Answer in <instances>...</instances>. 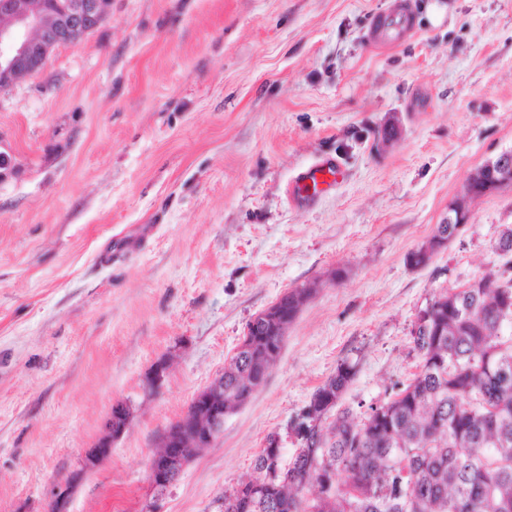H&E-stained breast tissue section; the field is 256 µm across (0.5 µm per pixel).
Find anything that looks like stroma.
I'll use <instances>...</instances> for the list:
<instances>
[{
	"instance_id": "stroma-1",
	"label": "stroma",
	"mask_w": 512,
	"mask_h": 512,
	"mask_svg": "<svg viewBox=\"0 0 512 512\" xmlns=\"http://www.w3.org/2000/svg\"><path fill=\"white\" fill-rule=\"evenodd\" d=\"M397 3L111 0L83 42L0 89V512H47L118 401L131 425L67 512H146L162 432L252 317L315 285L266 381L159 503L221 512L270 434L291 460L289 423L338 364L356 371L344 405L384 401L418 370L431 299L512 276L496 249L512 186L471 200L427 267L407 261L512 149V0H407L412 30L369 44ZM329 159L343 181L294 197Z\"/></svg>"
}]
</instances>
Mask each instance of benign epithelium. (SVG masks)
I'll list each match as a JSON object with an SVG mask.
<instances>
[{
  "instance_id": "7a95c632",
  "label": "benign epithelium",
  "mask_w": 512,
  "mask_h": 512,
  "mask_svg": "<svg viewBox=\"0 0 512 512\" xmlns=\"http://www.w3.org/2000/svg\"><path fill=\"white\" fill-rule=\"evenodd\" d=\"M108 0H0V89L41 73L53 52L75 45L97 30L107 17ZM512 184V150L501 152L474 170L467 181L465 197L451 203L442 223H468L467 199L477 193H490ZM449 238L437 235L429 239L416 258L425 261L448 244ZM433 303L421 309L411 332L419 336L427 332ZM280 333L288 323L281 300H276L255 315L245 330L238 349L251 344L250 337L258 333L257 324ZM169 361L154 364L147 376L149 389L162 387ZM133 416L132 405L119 403L105 424V434L86 449L82 468L71 477L76 480L97 468L112 452V445L126 432ZM224 432V373H219L209 386L200 391L187 411L161 434L159 449L148 464V480L153 501L148 512H157L156 504L168 488L182 476L196 455V449L211 445Z\"/></svg>"
}]
</instances>
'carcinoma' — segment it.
Listing matches in <instances>:
<instances>
[{
  "label": "carcinoma",
  "mask_w": 512,
  "mask_h": 512,
  "mask_svg": "<svg viewBox=\"0 0 512 512\" xmlns=\"http://www.w3.org/2000/svg\"><path fill=\"white\" fill-rule=\"evenodd\" d=\"M477 289L438 296L430 335L412 338L419 371L396 384L387 400L363 416L346 407L335 420L300 437L288 469L265 492L253 479L224 492V512H512V278H479ZM224 366V411L238 407L256 385L266 353L284 337H253ZM355 375L344 361L311 396L316 416L341 396ZM274 435L254 461V471L281 457ZM327 463L331 491L317 490L316 466Z\"/></svg>",
  "instance_id": "1"
}]
</instances>
